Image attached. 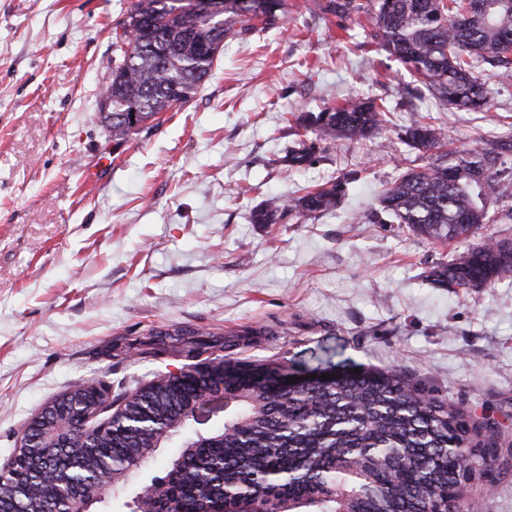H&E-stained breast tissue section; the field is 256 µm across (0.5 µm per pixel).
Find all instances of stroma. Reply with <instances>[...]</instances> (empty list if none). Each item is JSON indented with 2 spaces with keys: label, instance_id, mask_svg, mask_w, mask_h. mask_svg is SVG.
Instances as JSON below:
<instances>
[{
  "label": "stroma",
  "instance_id": "stroma-1",
  "mask_svg": "<svg viewBox=\"0 0 512 512\" xmlns=\"http://www.w3.org/2000/svg\"><path fill=\"white\" fill-rule=\"evenodd\" d=\"M130 0H0V465L30 420L72 385L132 390L185 363L147 353L152 332L249 333L240 357L295 373L394 372L467 418L489 417L512 449V280L434 287L454 246L402 224H368L381 190L432 153L342 139L289 169L303 111L356 93L385 99L389 130L425 118L454 147L512 134V84L486 112L436 111L412 96L358 26L326 0H288L286 20L226 41L185 105L126 141L100 121L112 26ZM354 171L340 207L285 224L250 213ZM159 449L112 512L160 475ZM462 512H512V462L462 490Z\"/></svg>",
  "mask_w": 512,
  "mask_h": 512
}]
</instances>
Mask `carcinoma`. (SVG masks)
Here are the masks:
<instances>
[{"mask_svg": "<svg viewBox=\"0 0 512 512\" xmlns=\"http://www.w3.org/2000/svg\"><path fill=\"white\" fill-rule=\"evenodd\" d=\"M215 16L202 15L181 0H132L114 27L115 58L104 95L112 115L137 113L136 124L112 122V139L123 141L148 122L189 102L210 76L224 41L251 30L252 19L272 28L287 17L286 0H223ZM340 20L370 13L372 38L389 60L404 65L428 91L437 108L486 112L492 88L482 66L496 68L500 84L512 83V0H329ZM385 101L351 96L342 104L306 112L297 121L315 139L288 152V166H307L318 145L339 139L371 140L388 123ZM397 140L436 151L433 162L407 169L380 194L368 224H405L428 240H467L484 224L512 221V206L490 212L505 197L494 177L503 156L512 154V135L495 136L468 151L449 148L445 128L416 121L400 128ZM349 178L334 177L288 199L273 196L255 207L253 224H282L291 216L331 213L347 195ZM507 234L490 236L444 263L428 278L439 288L475 289L512 280ZM201 332L176 329L153 334L154 344H181L189 360L182 375L160 376L132 392L117 394L108 433L92 438L81 430L85 415L103 401L85 400L77 409L70 448L13 449L16 466L31 483L0 481V512H62L56 481L69 476L128 485L132 474L154 459L189 427V414L224 384V425L179 443L163 475L152 478L153 498L134 512H157L166 500L182 512H430L448 484H464L476 468L451 447L481 448L493 458L498 425L470 423L454 404L437 402L394 374L367 373L334 382L313 381L288 391L268 365L236 357L240 340H227L222 358L200 372L196 359L210 343ZM234 366L236 379L219 369Z\"/></svg>", "mask_w": 512, "mask_h": 512, "instance_id": "obj_1", "label": "carcinoma"}]
</instances>
